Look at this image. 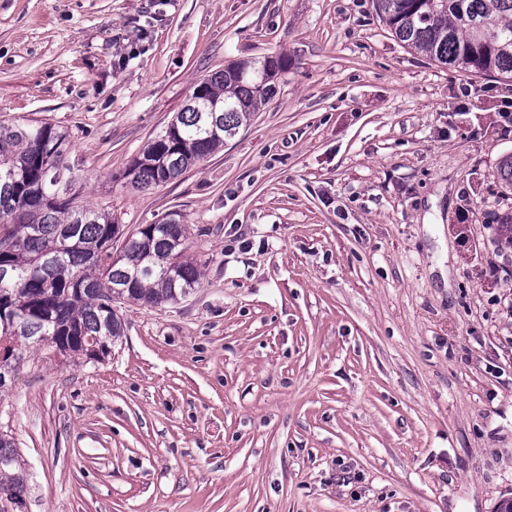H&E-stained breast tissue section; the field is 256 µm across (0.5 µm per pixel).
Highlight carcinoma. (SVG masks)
<instances>
[{
	"label": "carcinoma",
	"instance_id": "obj_1",
	"mask_svg": "<svg viewBox=\"0 0 512 512\" xmlns=\"http://www.w3.org/2000/svg\"><path fill=\"white\" fill-rule=\"evenodd\" d=\"M375 11L406 47L465 73L512 79V0H375ZM290 61L271 55L239 62L202 79L192 95L224 106L205 112L187 101L143 149L123 178L138 191L182 176L231 132L250 122L276 93ZM69 134L24 118L0 120V348L47 345L63 355L111 350L123 333L114 304L175 303L201 285L188 260L186 225L169 217L141 224L122 241L112 212L79 202ZM496 232L512 244V211L493 214ZM54 340L49 341L47 337ZM25 468L12 439L0 433V499L23 503Z\"/></svg>",
	"mask_w": 512,
	"mask_h": 512
}]
</instances>
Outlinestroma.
I'll list each match as a JSON object with an SVG mask.
<instances>
[{"instance_id":"35a3bbf8","label":"stroma","mask_w":512,"mask_h":512,"mask_svg":"<svg viewBox=\"0 0 512 512\" xmlns=\"http://www.w3.org/2000/svg\"><path fill=\"white\" fill-rule=\"evenodd\" d=\"M276 95L151 191L121 176L208 75ZM69 132L122 233L175 214L200 288L119 304L98 359L23 348L0 512H495L512 499V84L410 51L372 0H0V120ZM22 465L12 439L0 433V499L5 498L16 507L23 504L26 475Z\"/></svg>"}]
</instances>
